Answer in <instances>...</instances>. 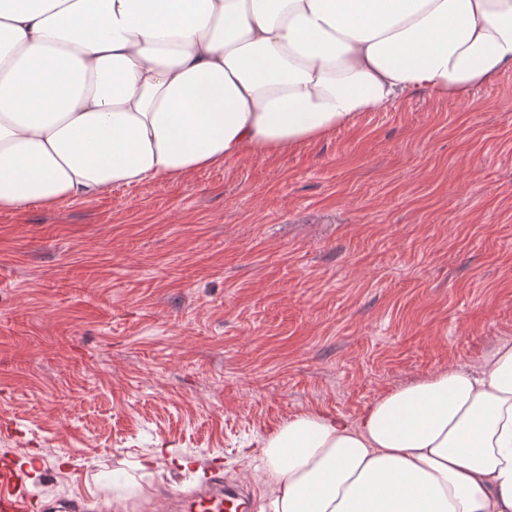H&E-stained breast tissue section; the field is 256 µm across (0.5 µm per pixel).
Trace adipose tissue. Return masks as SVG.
Segmentation results:
<instances>
[{
	"instance_id": "adipose-tissue-1",
	"label": "adipose tissue",
	"mask_w": 512,
	"mask_h": 512,
	"mask_svg": "<svg viewBox=\"0 0 512 512\" xmlns=\"http://www.w3.org/2000/svg\"><path fill=\"white\" fill-rule=\"evenodd\" d=\"M512 70V0H0V211L180 179ZM266 512H512V342L261 442Z\"/></svg>"
}]
</instances>
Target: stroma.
Returning <instances> with one entry per match:
<instances>
[{
	"label": "stroma",
	"instance_id": "35a3bbf8",
	"mask_svg": "<svg viewBox=\"0 0 512 512\" xmlns=\"http://www.w3.org/2000/svg\"><path fill=\"white\" fill-rule=\"evenodd\" d=\"M512 340V71L272 157L0 212V459L159 512L212 462Z\"/></svg>",
	"mask_w": 512,
	"mask_h": 512
}]
</instances>
